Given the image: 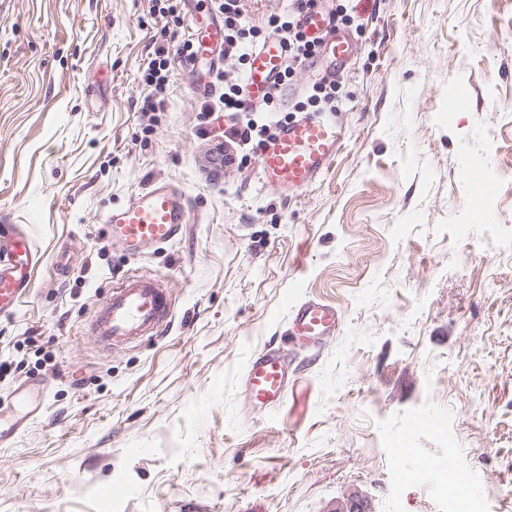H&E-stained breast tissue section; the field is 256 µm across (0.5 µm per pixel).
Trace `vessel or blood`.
I'll return each mask as SVG.
<instances>
[{
    "mask_svg": "<svg viewBox=\"0 0 512 512\" xmlns=\"http://www.w3.org/2000/svg\"><path fill=\"white\" fill-rule=\"evenodd\" d=\"M199 13L190 24L198 64L214 67V51L221 27L209 23L200 28ZM306 32L322 39V51L334 65L344 66L352 54L350 38L340 33L333 18L321 9L302 16ZM283 62L278 38L269 37L251 57L245 76L249 104H257L273 87ZM344 139L336 123L313 114L281 125L258 155L265 183L285 195H296L313 185L335 162ZM183 194L168 184L151 183L131 202L108 211L104 226L108 238L132 258L181 235L188 222ZM34 259L28 240L8 225L0 226V314L14 312L33 284ZM171 315L167 288L154 274L140 273L115 282L94 314L89 333L105 347L135 345L156 339ZM341 324L339 311L328 304L305 300L295 303L288 318L289 340L316 344L335 335ZM288 357L277 349L255 354L243 377L245 397L251 410L266 411L280 405L288 391Z\"/></svg>",
    "mask_w": 512,
    "mask_h": 512,
    "instance_id": "b4317fda",
    "label": "vessel or blood"
}]
</instances>
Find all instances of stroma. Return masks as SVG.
<instances>
[{
  "mask_svg": "<svg viewBox=\"0 0 512 512\" xmlns=\"http://www.w3.org/2000/svg\"><path fill=\"white\" fill-rule=\"evenodd\" d=\"M328 5L353 18L322 112L345 137L287 196L262 181L257 144L238 167L217 145L298 109L203 114L221 88L194 92L188 21L150 0H0V225L38 259L0 315V399L32 382L47 395L0 446V512H448L432 477L399 479L425 460L465 463L486 512H512V0ZM160 37L170 87L146 112ZM156 180L186 193L189 221L131 260L102 218ZM142 272L172 317L154 341L105 348L89 323ZM311 298L339 330L289 350L285 400L248 411L247 363L289 349V307Z\"/></svg>",
  "mask_w": 512,
  "mask_h": 512,
  "instance_id": "35a3bbf8",
  "label": "stroma"
}]
</instances>
